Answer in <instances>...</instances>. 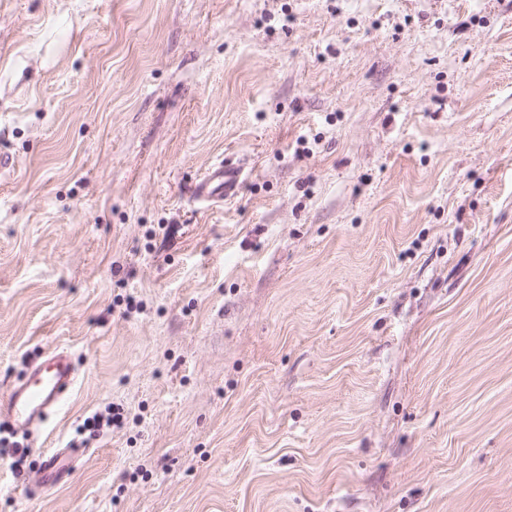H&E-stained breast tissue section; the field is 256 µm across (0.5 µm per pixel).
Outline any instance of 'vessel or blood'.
Instances as JSON below:
<instances>
[{"label": "vessel or blood", "instance_id": "vessel-or-blood-1", "mask_svg": "<svg viewBox=\"0 0 512 512\" xmlns=\"http://www.w3.org/2000/svg\"><path fill=\"white\" fill-rule=\"evenodd\" d=\"M240 177V170L219 162L192 184L190 193L202 204L229 200L237 193ZM75 380L76 370L70 355L55 352L33 364L27 377L0 401V416L19 427L36 426L65 401Z\"/></svg>", "mask_w": 512, "mask_h": 512}]
</instances>
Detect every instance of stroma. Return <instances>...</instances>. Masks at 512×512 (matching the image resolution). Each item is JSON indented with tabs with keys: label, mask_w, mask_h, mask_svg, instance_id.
Returning <instances> with one entry per match:
<instances>
[{
	"label": "stroma",
	"mask_w": 512,
	"mask_h": 512,
	"mask_svg": "<svg viewBox=\"0 0 512 512\" xmlns=\"http://www.w3.org/2000/svg\"><path fill=\"white\" fill-rule=\"evenodd\" d=\"M1 153L0 512H512V0H0ZM241 171L223 162L212 165L191 185V196L201 204L232 199L238 190ZM75 380L76 370L70 355L65 351L55 352L31 366L27 378L0 402V415L16 426L34 427L65 401Z\"/></svg>",
	"instance_id": "35a3bbf8"
}]
</instances>
